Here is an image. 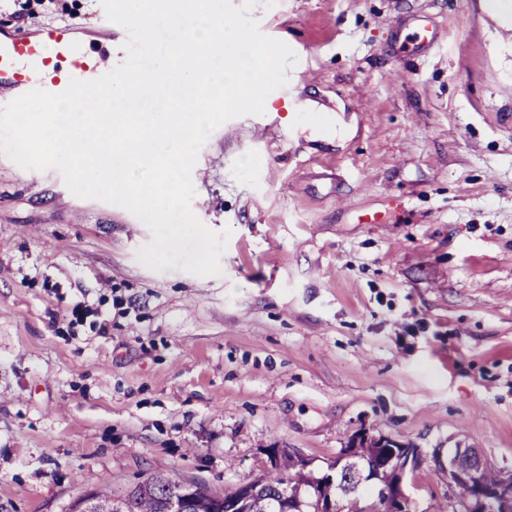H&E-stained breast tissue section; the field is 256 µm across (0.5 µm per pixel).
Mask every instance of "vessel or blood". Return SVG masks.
<instances>
[{
  "mask_svg": "<svg viewBox=\"0 0 512 512\" xmlns=\"http://www.w3.org/2000/svg\"><path fill=\"white\" fill-rule=\"evenodd\" d=\"M72 24H48L32 33L0 31V96H21L41 88L64 91L70 80H93L105 74Z\"/></svg>",
  "mask_w": 512,
  "mask_h": 512,
  "instance_id": "1",
  "label": "vessel or blood"
}]
</instances>
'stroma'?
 Instances as JSON below:
<instances>
[{"instance_id": "stroma-1", "label": "stroma", "mask_w": 512, "mask_h": 512, "mask_svg": "<svg viewBox=\"0 0 512 512\" xmlns=\"http://www.w3.org/2000/svg\"><path fill=\"white\" fill-rule=\"evenodd\" d=\"M99 0H0V29ZM285 110L201 148L217 276L137 260L147 226L0 155V512H67L162 472L231 491L362 432L512 469V30L491 0H278ZM348 128L337 140V125Z\"/></svg>"}]
</instances>
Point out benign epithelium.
<instances>
[{"label": "benign epithelium", "instance_id": "benign-epithelium-1", "mask_svg": "<svg viewBox=\"0 0 512 512\" xmlns=\"http://www.w3.org/2000/svg\"><path fill=\"white\" fill-rule=\"evenodd\" d=\"M359 440L369 442L376 451L371 459L373 471L392 470V480L379 488L373 496V503L364 504L360 487L347 489L334 496L322 495L318 500V512H411V499L405 492V485L414 479L424 453L420 448L402 446L385 437H373L368 433ZM269 464L276 466L285 457L293 458L297 467L305 470L311 461L289 448H267L264 450ZM448 478V490L454 492L459 483H467L473 489V502L465 503L466 512H512V470L503 473L495 485H486L479 478L477 468L485 463L478 448H456L447 460H439ZM192 495V486L182 484L180 497L166 502L164 512H186Z\"/></svg>", "mask_w": 512, "mask_h": 512}]
</instances>
